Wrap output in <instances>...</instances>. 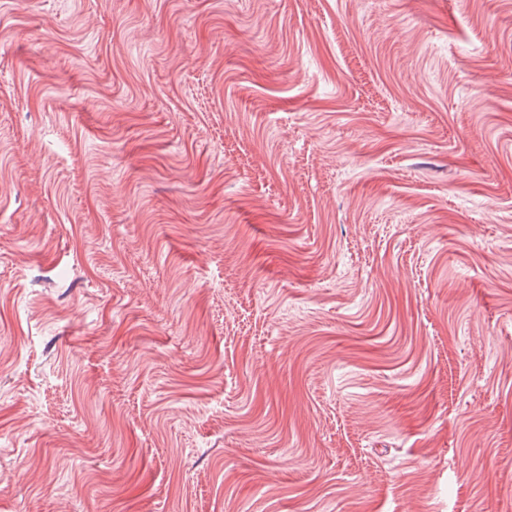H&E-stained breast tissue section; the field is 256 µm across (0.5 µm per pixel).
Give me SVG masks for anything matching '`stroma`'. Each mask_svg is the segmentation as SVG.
Segmentation results:
<instances>
[{"label": "stroma", "instance_id": "1", "mask_svg": "<svg viewBox=\"0 0 512 512\" xmlns=\"http://www.w3.org/2000/svg\"><path fill=\"white\" fill-rule=\"evenodd\" d=\"M0 512H512V0H0Z\"/></svg>", "mask_w": 512, "mask_h": 512}]
</instances>
